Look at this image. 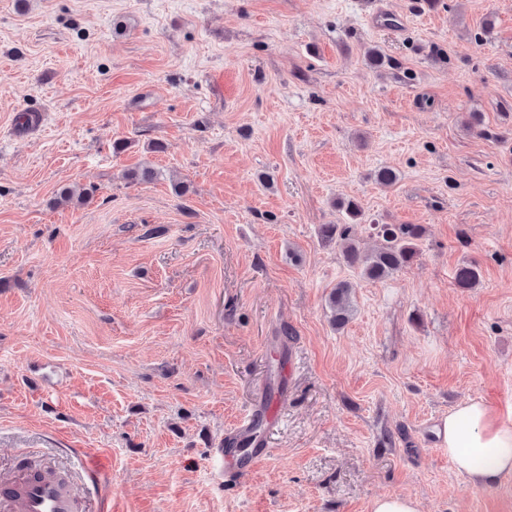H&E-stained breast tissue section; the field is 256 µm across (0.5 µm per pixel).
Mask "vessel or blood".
<instances>
[{"label": "vessel or blood", "mask_w": 512, "mask_h": 512, "mask_svg": "<svg viewBox=\"0 0 512 512\" xmlns=\"http://www.w3.org/2000/svg\"><path fill=\"white\" fill-rule=\"evenodd\" d=\"M268 449L255 448L248 460H241L229 448L217 449L221 463L240 465L250 473L266 458ZM83 498L75 484L53 468L39 463L21 466L0 476V512H83Z\"/></svg>", "instance_id": "obj_1"}]
</instances>
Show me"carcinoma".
Instances as JSON below:
<instances>
[{"label":"carcinoma","instance_id":"carcinoma-1","mask_svg":"<svg viewBox=\"0 0 512 512\" xmlns=\"http://www.w3.org/2000/svg\"><path fill=\"white\" fill-rule=\"evenodd\" d=\"M378 244L369 253L359 251L350 238L347 224H324L320 229L321 239L326 242L345 243L344 256L347 262L361 269L368 280H382L411 266L419 256V241L424 230L419 224H382L376 226ZM479 271L473 265L457 268L455 279L460 288H473L479 282ZM353 285L341 282L329 297L332 323L340 328L352 312L351 294Z\"/></svg>","mask_w":512,"mask_h":512}]
</instances>
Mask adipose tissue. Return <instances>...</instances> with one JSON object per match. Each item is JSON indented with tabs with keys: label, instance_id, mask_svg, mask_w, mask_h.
I'll list each match as a JSON object with an SVG mask.
<instances>
[{
	"label": "adipose tissue",
	"instance_id": "1",
	"mask_svg": "<svg viewBox=\"0 0 512 512\" xmlns=\"http://www.w3.org/2000/svg\"><path fill=\"white\" fill-rule=\"evenodd\" d=\"M437 436L455 471L473 483L512 473V409L497 413L477 400L462 402L438 425Z\"/></svg>",
	"mask_w": 512,
	"mask_h": 512
}]
</instances>
